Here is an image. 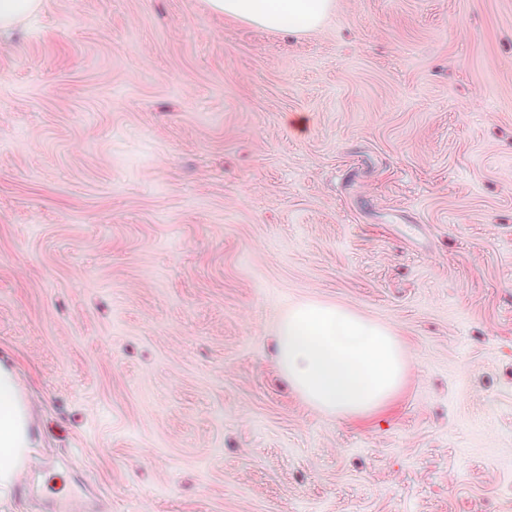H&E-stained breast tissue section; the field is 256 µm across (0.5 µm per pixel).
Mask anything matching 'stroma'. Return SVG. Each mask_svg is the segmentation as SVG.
Segmentation results:
<instances>
[{
	"instance_id": "1",
	"label": "stroma",
	"mask_w": 512,
	"mask_h": 512,
	"mask_svg": "<svg viewBox=\"0 0 512 512\" xmlns=\"http://www.w3.org/2000/svg\"><path fill=\"white\" fill-rule=\"evenodd\" d=\"M303 300L400 340L383 420L281 378ZM0 355L38 443L0 512H512V0H42L0 32ZM209 8L224 18L268 29L319 27L333 8V0H207Z\"/></svg>"
}]
</instances>
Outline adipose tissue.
Returning a JSON list of instances; mask_svg holds the SVG:
<instances>
[{
    "instance_id": "obj_1",
    "label": "adipose tissue",
    "mask_w": 512,
    "mask_h": 512,
    "mask_svg": "<svg viewBox=\"0 0 512 512\" xmlns=\"http://www.w3.org/2000/svg\"><path fill=\"white\" fill-rule=\"evenodd\" d=\"M216 14L253 25L312 30L333 0H207ZM280 374L308 404L345 418H370L399 394L407 353L387 327L334 303L304 300L275 335ZM33 446L31 410L15 371L0 361V502L8 499Z\"/></svg>"
}]
</instances>
